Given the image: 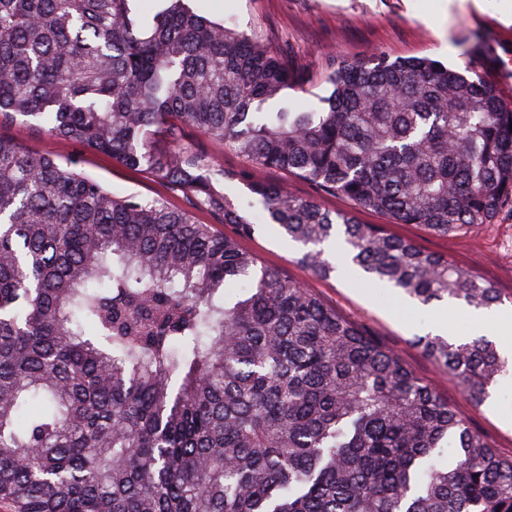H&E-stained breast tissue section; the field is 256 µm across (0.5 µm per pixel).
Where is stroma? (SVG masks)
Returning a JSON list of instances; mask_svg holds the SVG:
<instances>
[{
  "instance_id": "stroma-1",
  "label": "stroma",
  "mask_w": 512,
  "mask_h": 512,
  "mask_svg": "<svg viewBox=\"0 0 512 512\" xmlns=\"http://www.w3.org/2000/svg\"><path fill=\"white\" fill-rule=\"evenodd\" d=\"M191 5L198 14L230 22L262 39L273 51L284 53L291 71L302 76L306 87L305 92L293 91L289 97L307 108L332 90L327 81L329 53L353 61L369 60L376 52L392 59L427 56L457 70L466 65L468 51L478 41L483 44L480 65L486 80L512 104V0H191ZM0 135L39 153L76 162L78 170L119 195L161 197L172 208H189L181 192L153 182L148 174L126 169L111 155L36 126L6 121L0 123ZM184 140L202 147L225 174L245 170L253 181L287 184L297 198L316 201L332 212H355L361 223L383 225L392 235L448 257L461 269L491 283L502 306L512 307L511 212L498 213L491 223L441 236L419 224H397L384 215L355 210L346 198L318 194L306 180L254 165L196 131H186ZM239 244L262 266L302 282L340 317L396 351L405 365L431 383L503 458H512V373L499 378L490 400L475 404L466 398L460 382L416 343L429 325L438 322L444 312L442 303L423 307L398 291H382L340 272L327 278L315 276L298 264V246L270 227L240 238ZM447 315L451 334L471 335L468 308L460 306Z\"/></svg>"
}]
</instances>
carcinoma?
<instances>
[{
  "label": "carcinoma",
  "mask_w": 512,
  "mask_h": 512,
  "mask_svg": "<svg viewBox=\"0 0 512 512\" xmlns=\"http://www.w3.org/2000/svg\"><path fill=\"white\" fill-rule=\"evenodd\" d=\"M133 2L0 0V119L107 153L236 233L0 135V506L512 512V460L376 337L243 251L259 225L180 145L194 129L437 235L487 224L512 208V106L479 48L461 72L331 54L321 110L266 112L305 91L282 56L190 0H156L151 17ZM238 180L317 276L336 272L333 249L423 306L501 302L378 224ZM418 343L476 404L512 369L485 336Z\"/></svg>",
  "instance_id": "obj_1"
}]
</instances>
